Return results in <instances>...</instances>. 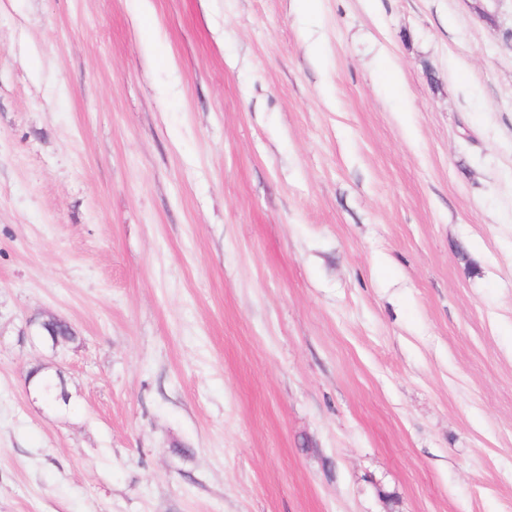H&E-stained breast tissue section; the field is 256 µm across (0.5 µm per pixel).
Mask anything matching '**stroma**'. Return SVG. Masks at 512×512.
I'll list each match as a JSON object with an SVG mask.
<instances>
[{"label":"stroma","instance_id":"35a3bbf8","mask_svg":"<svg viewBox=\"0 0 512 512\" xmlns=\"http://www.w3.org/2000/svg\"><path fill=\"white\" fill-rule=\"evenodd\" d=\"M491 9L0 0V512H512Z\"/></svg>","mask_w":512,"mask_h":512}]
</instances>
